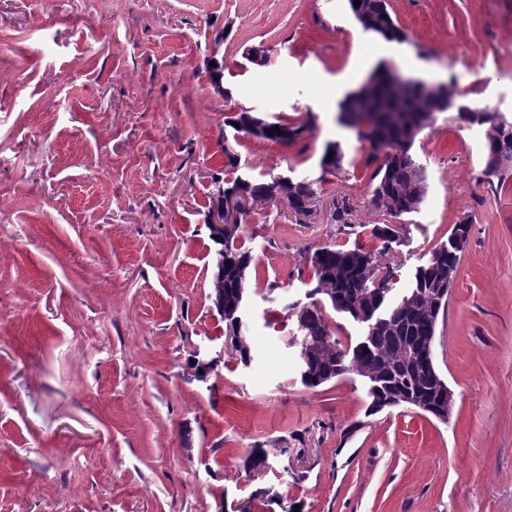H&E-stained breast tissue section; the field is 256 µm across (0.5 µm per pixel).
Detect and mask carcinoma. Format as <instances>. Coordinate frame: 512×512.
Instances as JSON below:
<instances>
[{
    "instance_id": "carcinoma-1",
    "label": "carcinoma",
    "mask_w": 512,
    "mask_h": 512,
    "mask_svg": "<svg viewBox=\"0 0 512 512\" xmlns=\"http://www.w3.org/2000/svg\"><path fill=\"white\" fill-rule=\"evenodd\" d=\"M353 16L368 14L373 24L365 30L388 40L406 39L396 26L385 0H361L354 5L348 0ZM455 106L462 122L485 127L484 173L506 181V171L512 168V123L506 121L488 104L470 103L454 95H431L418 87H403L391 92L387 101L372 96L360 99L349 115H337L339 124L364 123L371 127V151L364 156L365 166L376 165L373 174L371 204L385 208L386 214L398 217L418 211L425 195L423 167L411 153L418 133L440 110L443 103ZM260 117L244 109L233 111L225 125L236 132L277 143L299 140L305 126L284 121L264 125L254 130ZM344 151L341 145L323 151L320 165L325 173L344 170ZM238 157L229 146L224 148V171L234 178L216 177L213 193H229L243 181L237 174ZM251 199L255 202L285 201L295 217V223L307 224L314 215L317 189L308 184L285 181L250 183ZM352 209L348 198L339 196L333 202L329 223L344 231L352 226ZM372 235L382 242V249L371 250L361 246L328 244L317 248L309 261L316 285L308 292L313 301L306 305L293 303L287 311L295 313L297 323L308 334L307 368L314 382L310 388L327 383L331 374L340 379L350 374V368L378 377L383 395L414 394L436 400L430 371L426 365V348L422 343L436 333V317L447 308V303L436 295V289L448 286V270L458 267L462 246L467 244L470 223L463 219L454 225L448 241L430 252L424 264L417 267L405 294L386 311L385 320L365 333V338L353 347H345L331 331L322 315L316 295H324L332 308L356 317L373 305H383L386 296L394 290L397 270L380 257L389 252L399 238L387 224H375ZM218 245L216 254L228 261L224 267L213 270L215 284L214 306L223 309L221 318L227 326L236 328L247 294L249 269L253 262L251 250L241 240V222L224 226L223 235H211ZM269 463V454L260 444L248 449L244 469L249 472Z\"/></svg>"
}]
</instances>
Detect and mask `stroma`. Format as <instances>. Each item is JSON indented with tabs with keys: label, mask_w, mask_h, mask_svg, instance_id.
<instances>
[{
	"label": "stroma",
	"mask_w": 512,
	"mask_h": 512,
	"mask_svg": "<svg viewBox=\"0 0 512 512\" xmlns=\"http://www.w3.org/2000/svg\"><path fill=\"white\" fill-rule=\"evenodd\" d=\"M386 2L406 40L364 31L348 0H0V512H512V177L490 186L483 128L437 112L413 145L425 198L387 218L329 85L348 69L363 84L379 55L512 121V0ZM259 47L261 67L245 58ZM233 107L307 129L228 144ZM334 140L344 170L325 177ZM228 145L251 180H318V203L307 224L249 203L252 360L219 357L201 381L190 343L218 354L226 333L207 221ZM341 195L348 235L327 221ZM463 219L434 346L448 423L368 414L357 376L303 386L287 306L313 251L376 247L392 223L394 301ZM258 443L257 478L242 460Z\"/></svg>",
	"instance_id": "35a3bbf8"
}]
</instances>
